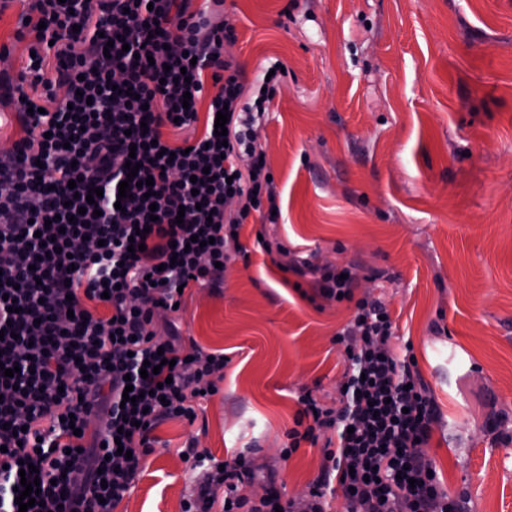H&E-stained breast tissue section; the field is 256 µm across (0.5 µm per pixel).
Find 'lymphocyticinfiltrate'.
Here are the masks:
<instances>
[{
  "mask_svg": "<svg viewBox=\"0 0 512 512\" xmlns=\"http://www.w3.org/2000/svg\"><path fill=\"white\" fill-rule=\"evenodd\" d=\"M193 0H32L18 37L32 36L34 60L18 75L0 73V102L12 103L23 135L0 153V512H20L15 488L39 480L27 512H113L133 487L151 432L173 418L195 421L201 394H215L227 362L178 334L157 339V309L172 310L181 288L215 282L242 252L235 237L251 212L276 210L255 128L283 74L245 83L227 47L234 27ZM80 39H72L73 30ZM53 45L54 78L42 75L43 46ZM132 94L120 93V85ZM213 95H206V85ZM207 100V117L197 105ZM227 111V136L215 135ZM201 136L168 144L164 127ZM137 186L119 198L128 159ZM153 179L152 199L140 181ZM101 197L87 202L89 190ZM145 228L143 251L129 238ZM201 242H193V235ZM282 271L316 272L319 298L354 301L337 335L350 367L340 405L304 394L299 419L281 451L336 432L304 512H327L340 486L347 512H463L431 476L428 442L438 410L413 354L389 342L384 304L354 299L341 268L289 261ZM105 304L108 316L94 314ZM155 373L141 377L143 364ZM132 388L135 403L122 401ZM91 431L84 440L83 431ZM206 469L185 512H295L275 488L239 496L254 473L244 456L222 464L188 446ZM32 471L21 472V463Z\"/></svg>",
  "mask_w": 512,
  "mask_h": 512,
  "instance_id": "f902f5d3",
  "label": "lymphocytic infiltrate"
}]
</instances>
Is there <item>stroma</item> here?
<instances>
[{
    "instance_id": "35a3bbf8",
    "label": "stroma",
    "mask_w": 512,
    "mask_h": 512,
    "mask_svg": "<svg viewBox=\"0 0 512 512\" xmlns=\"http://www.w3.org/2000/svg\"><path fill=\"white\" fill-rule=\"evenodd\" d=\"M28 0L0 10V68L16 74L29 43L15 33ZM229 52L255 81L287 70L257 131L281 214L239 229L248 257L220 287L186 289L183 346L229 363L198 419L154 431L135 486L114 512H184L198 476L180 455L195 442L220 461L246 456L254 481L305 499L324 465L302 443L281 459L313 392L335 404L348 365L336 336L353 301H309L313 276L280 266L302 256L348 268L355 299L381 301L393 344L411 346L438 405L424 448L465 512H512V0H224ZM264 235L270 249L259 246Z\"/></svg>"
}]
</instances>
